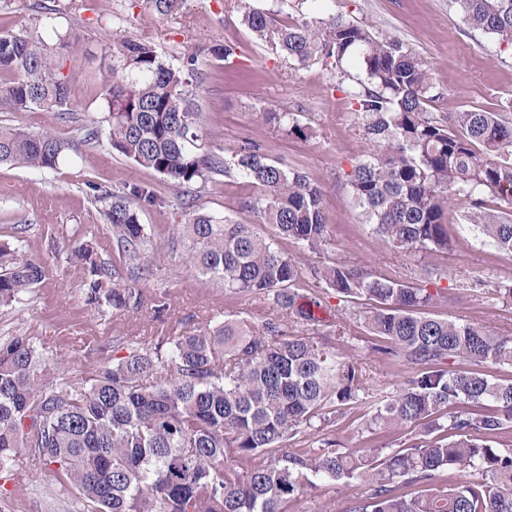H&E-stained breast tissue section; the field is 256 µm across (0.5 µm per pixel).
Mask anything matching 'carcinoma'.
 <instances>
[{
    "instance_id": "carcinoma-1",
    "label": "carcinoma",
    "mask_w": 512,
    "mask_h": 512,
    "mask_svg": "<svg viewBox=\"0 0 512 512\" xmlns=\"http://www.w3.org/2000/svg\"><path fill=\"white\" fill-rule=\"evenodd\" d=\"M326 0H288L246 7L254 37L302 66L320 63L340 75L375 151L353 166L352 200L372 233L410 252L448 250L452 196L468 201L466 218L488 244L512 251V209L491 212L486 199L512 206V122L480 109L437 118L429 103L443 96L432 69L402 40L362 21L324 14ZM470 29L512 50V0H448ZM45 35L0 32V109L67 111L70 79L60 56L77 37L61 31L53 9L41 13ZM208 54L226 66L241 57L237 42H216ZM105 116L112 150L174 186L241 177L261 188L241 208L257 221L197 210L181 225L186 260L232 294H254L273 313L256 326L233 315L176 336L126 341V354L96 370L67 377L28 337L0 342V471L22 458L40 463L75 491V512H288L310 488L360 481L366 492L342 512H512V448L497 438L512 421V381L473 369L512 365V336L441 319L429 309L447 300L445 270L432 267L433 287L377 278L332 262L311 277L342 301L366 298L363 320L384 360L415 372L392 394L370 392L363 367L328 342L288 332V318L321 324L324 296L295 288L297 262L275 248L262 226H274L312 253L324 249L328 224L322 188L288 170L245 138L227 153L206 143L196 98L204 78L199 53L173 65L143 38H123L112 52ZM289 135L315 131L291 112L260 111ZM76 140L50 129L0 125V163L57 169ZM125 269L101 259L95 239L73 254L87 268L86 302L124 312L141 303L151 243L141 207L166 198L135 185L98 196ZM47 262L0 245V308L19 302L46 278ZM456 359L460 366L447 367ZM357 403L387 427L419 426L414 442L386 456L380 448L342 451L328 429L341 406ZM316 448H290L303 432ZM454 468L470 479L437 484ZM415 487L407 494L404 489Z\"/></svg>"
}]
</instances>
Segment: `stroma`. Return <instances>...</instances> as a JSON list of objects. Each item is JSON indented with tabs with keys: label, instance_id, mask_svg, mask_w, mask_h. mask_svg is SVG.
<instances>
[{
	"label": "stroma",
	"instance_id": "stroma-1",
	"mask_svg": "<svg viewBox=\"0 0 512 512\" xmlns=\"http://www.w3.org/2000/svg\"><path fill=\"white\" fill-rule=\"evenodd\" d=\"M58 12L61 28L79 37L75 50L64 55L65 71L74 96L66 113L0 112V125L53 128L80 139V154L57 169L31 171L0 165V244L21 246L23 254L44 258L49 271L31 294L9 311L0 310V341L15 335L29 337L37 348L66 360L71 374L93 371L111 360L112 345L131 336H175L212 318L235 315L262 323L270 312L263 297L232 295L222 282L203 276L182 258L180 226L191 211L231 215L250 223L242 210L244 198L255 189L241 180L224 177L204 187H175L153 170L132 164L113 151L106 134L86 140L87 129L104 107L112 82L113 37L146 36L166 60L207 47L212 41H237L244 66L237 70L205 62L204 91L197 103L208 143L231 150L242 139L260 141L269 158L305 174L323 189V208L329 224V242L314 254L294 239L275 236L276 246L294 258L301 271L300 292H316L310 267L340 262L367 269L374 276L410 283L421 282L425 269H447L448 301L434 309L436 316L471 324L493 334L512 336V252L488 244L471 230L464 216L465 198H456L448 211L447 251L434 254L402 251L384 244L362 224L351 203L348 175L353 165L373 153L360 120L336 80L324 66L299 65L279 57L257 41L241 22L239 0H183L170 16L155 12L150 0H46ZM333 13L365 22L376 33L403 40L431 66L443 92L429 106L440 116L473 107L502 110L512 100V51L502 50L487 35L467 28L448 8V0H333ZM297 114L315 135L302 140L286 136L263 123L259 108ZM144 184L169 197L170 207L148 208L140 221L152 242L163 244L149 253V275L140 281L139 309L98 312L85 301V271L71 256L72 240L95 237L106 262L119 254L106 224L99 190H118ZM168 309L154 317L155 300ZM359 299L339 305V316L328 325L308 326L289 319L290 330L328 338L337 352L367 364L378 372L385 392L395 391L411 375L401 361H382L372 350L374 338L361 316L368 308ZM416 429L395 430L372 423L356 404L337 416L333 433L341 449L396 450L411 444ZM9 495L0 498V512H67L70 493L49 471L26 462L17 471L0 474V486ZM356 482L309 490L290 512H324L345 507L360 496Z\"/></svg>",
	"mask_w": 512,
	"mask_h": 512
}]
</instances>
